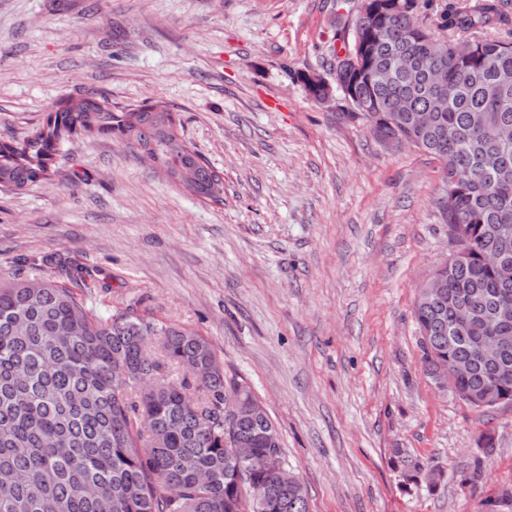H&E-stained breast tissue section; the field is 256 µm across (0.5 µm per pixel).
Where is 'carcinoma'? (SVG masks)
Wrapping results in <instances>:
<instances>
[{
    "mask_svg": "<svg viewBox=\"0 0 512 512\" xmlns=\"http://www.w3.org/2000/svg\"><path fill=\"white\" fill-rule=\"evenodd\" d=\"M507 6L442 0L432 17L419 0H372L356 32L336 30L324 74H291L316 102L341 81V120L380 141L404 140L457 178L441 198L453 256L447 288L432 302L414 300L413 316L426 375L468 363L448 387L483 411L512 400V352L489 362L475 351L480 324L512 299V275L482 260L499 252L512 265V143L498 139L512 127V40L491 35L512 25ZM450 34L465 37L468 55L455 53ZM357 42L369 67L336 70ZM403 56L412 71L397 69ZM422 113L432 118L425 129L413 121ZM112 134L196 197L224 202L223 177L180 138L167 107L114 112L95 96L62 99L23 142L0 140V191L52 179L62 144ZM491 154L496 167L486 164ZM460 307L473 321L456 329ZM168 363L187 378L167 379ZM226 400L238 401L240 415L225 418ZM236 445L256 461L238 463ZM268 458L284 466L279 432L204 337L130 311L101 316L49 278L0 279V512H309L303 485L283 487ZM254 487L264 504L252 500Z\"/></svg>",
    "mask_w": 512,
    "mask_h": 512,
    "instance_id": "cac0c4a2",
    "label": "carcinoma"
}]
</instances>
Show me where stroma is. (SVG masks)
<instances>
[{
  "label": "stroma",
  "instance_id": "1",
  "mask_svg": "<svg viewBox=\"0 0 512 512\" xmlns=\"http://www.w3.org/2000/svg\"><path fill=\"white\" fill-rule=\"evenodd\" d=\"M348 20L334 0H0V140L68 96L160 103L224 178L203 202L121 137L73 140L62 177L0 192V278L66 284L78 265L98 314L204 336L265 406L310 512H482L512 487V406L437 389L412 314L450 252L441 165L292 78L322 71Z\"/></svg>",
  "mask_w": 512,
  "mask_h": 512
}]
</instances>
